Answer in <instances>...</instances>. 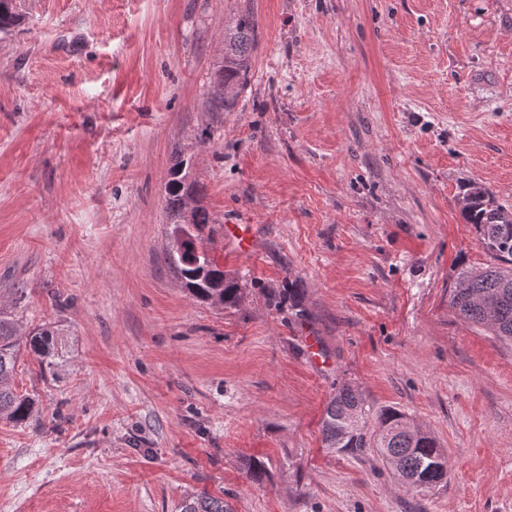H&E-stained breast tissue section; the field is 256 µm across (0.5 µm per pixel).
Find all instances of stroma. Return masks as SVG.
I'll return each mask as SVG.
<instances>
[{"label": "stroma", "instance_id": "1", "mask_svg": "<svg viewBox=\"0 0 512 512\" xmlns=\"http://www.w3.org/2000/svg\"><path fill=\"white\" fill-rule=\"evenodd\" d=\"M0 34V307L57 326L53 379L0 421V512H512V345L448 289L491 258L462 185L512 205V0H21ZM257 28L247 84L210 102L224 26ZM191 156L211 255L243 299L184 290L163 187ZM254 227V249L224 243ZM448 455L404 491L332 450L336 387ZM266 474L249 479L252 461ZM179 512H229L224 508L223 498L202 492L180 504Z\"/></svg>", "mask_w": 512, "mask_h": 512}]
</instances>
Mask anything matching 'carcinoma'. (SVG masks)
<instances>
[{"label": "carcinoma", "mask_w": 512, "mask_h": 512, "mask_svg": "<svg viewBox=\"0 0 512 512\" xmlns=\"http://www.w3.org/2000/svg\"><path fill=\"white\" fill-rule=\"evenodd\" d=\"M25 20L18 0H0V33H8ZM254 21L239 16L224 27V51L216 62L213 83L227 95L246 85L254 43ZM202 187L190 159L177 158L164 186V209L172 231L187 236L183 250H166V259L189 294L223 308L239 304L238 281L224 274L207 250L214 233L208 210L201 205ZM460 213L474 226L479 242L493 259L485 268L460 270L449 288V305L462 320L479 325L501 341L512 343V208L500 204L482 183L470 181L458 198ZM57 331L42 325L19 336L12 313L0 311V420L20 424L33 412L34 400L12 388L11 379L20 347L27 348L44 377L53 373L59 357ZM370 409L361 394L350 386L336 390L322 419V437L327 448H375L402 486L425 494L448 478L445 451L431 433L412 425L396 408L374 415L375 427L365 429ZM179 512H229L224 499L202 492L180 504Z\"/></svg>", "instance_id": "obj_1"}]
</instances>
